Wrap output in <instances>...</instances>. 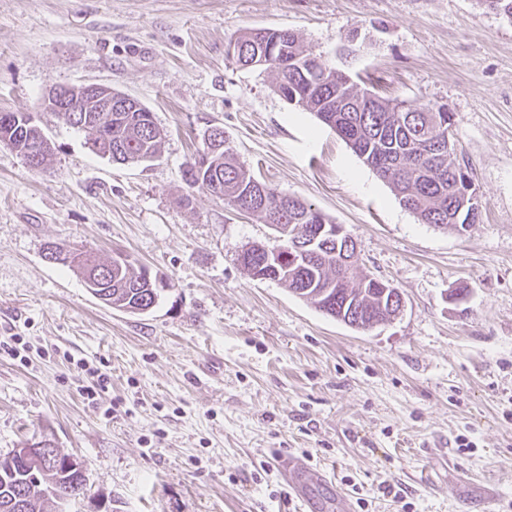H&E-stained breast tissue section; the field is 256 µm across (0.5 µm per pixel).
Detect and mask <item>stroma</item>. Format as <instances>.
I'll use <instances>...</instances> for the list:
<instances>
[{
	"label": "stroma",
	"mask_w": 512,
	"mask_h": 512,
	"mask_svg": "<svg viewBox=\"0 0 512 512\" xmlns=\"http://www.w3.org/2000/svg\"><path fill=\"white\" fill-rule=\"evenodd\" d=\"M259 28L380 97L444 105L479 224L422 223L276 74L236 66L229 42ZM87 83L152 112L156 158L113 162L39 112L49 86ZM0 111L38 113L55 145L32 170L0 144V456L46 438L84 460L63 512H278L275 450L329 468L316 512L351 483L368 512H403L386 479L412 512H512L511 21L477 0H0ZM214 126L343 226L360 272L401 293L395 320L362 332L247 275L241 251L272 230L182 178ZM50 242L124 252L163 281L157 303L107 306ZM90 367L108 380L92 400Z\"/></svg>",
	"instance_id": "obj_1"
}]
</instances>
